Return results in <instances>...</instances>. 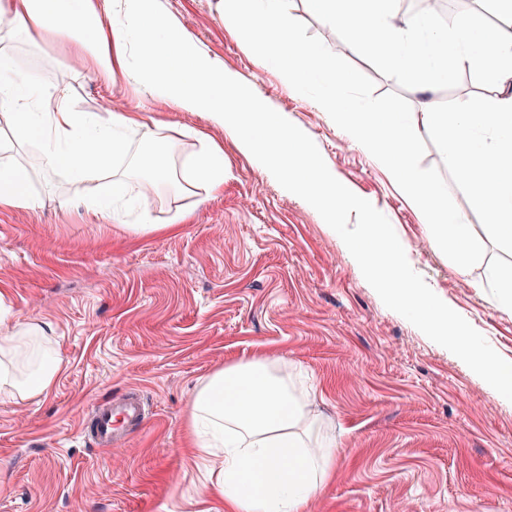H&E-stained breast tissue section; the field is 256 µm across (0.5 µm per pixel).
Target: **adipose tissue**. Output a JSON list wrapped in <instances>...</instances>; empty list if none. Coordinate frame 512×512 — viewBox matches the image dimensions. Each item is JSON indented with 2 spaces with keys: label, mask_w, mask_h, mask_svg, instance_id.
Here are the masks:
<instances>
[{
  "label": "adipose tissue",
  "mask_w": 512,
  "mask_h": 512,
  "mask_svg": "<svg viewBox=\"0 0 512 512\" xmlns=\"http://www.w3.org/2000/svg\"><path fill=\"white\" fill-rule=\"evenodd\" d=\"M20 27L69 41L74 64L91 63L100 77L122 71L162 105L209 114L242 152L260 158L288 191L309 199L328 224H335L339 207L361 211L365 234L349 247L385 298L467 357L499 396L512 400V361L477 346L448 306L409 275L407 247L391 225L378 221L373 204L356 198L301 134L249 94L244 78L215 65L180 26L154 13L145 0L113 26L105 25L97 0H0V40ZM14 71L12 57L0 49V109L7 111L15 139L41 145L42 171H70L85 181L111 178V194L96 199L93 212L113 214L128 179H136L144 194L170 184L174 151L146 172L122 164L130 134L152 141L156 129L125 112L73 111L59 93L42 88L36 75L19 81ZM184 179L222 191L223 149L202 141ZM31 181L24 166L0 163V209L32 207ZM287 363L282 354L242 358L207 377L195 393L188 418L192 446L218 464L212 491L223 498L225 512H304L336 468L334 443L314 446L305 439L314 392L281 373ZM58 370L43 322L29 319L19 329L0 332V393L42 397L52 390Z\"/></svg>",
  "instance_id": "obj_1"
}]
</instances>
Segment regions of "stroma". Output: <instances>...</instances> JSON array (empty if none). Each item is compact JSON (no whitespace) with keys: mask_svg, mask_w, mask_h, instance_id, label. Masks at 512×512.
I'll return each instance as SVG.
<instances>
[{"mask_svg":"<svg viewBox=\"0 0 512 512\" xmlns=\"http://www.w3.org/2000/svg\"><path fill=\"white\" fill-rule=\"evenodd\" d=\"M226 71L250 82L267 111L305 136L325 168L370 200L408 249L410 274L446 302L477 344L512 360V309L496 302L492 273L512 255L488 235L460 190L452 196L480 240L481 263L458 272L392 175L331 124L315 102L289 92L224 22L221 0H153ZM291 15L373 79L398 91L316 19L304 0ZM17 71L66 94L78 112H127L159 121L179 141L175 171L207 137L224 147V189L203 184L140 197L136 181L115 216L87 209L110 181L58 171L33 180L32 209L0 210V313L51 326L60 369L38 400L0 397V512H224L208 466L188 446L198 385L257 349L285 352L317 396L309 407L341 452L336 472L305 512H512V401L499 397L463 355L439 345L390 305L347 239L364 218L347 209L330 233L320 211L244 154L207 113L181 112L141 95L133 77L99 79L74 66L71 45L17 31L0 42ZM413 112L428 100L495 98L471 74L452 90L402 92ZM175 233L141 235L150 216ZM424 241L419 252L416 241ZM138 390L152 410L126 440L92 447L81 423L101 402Z\"/></svg>","mask_w":512,"mask_h":512,"instance_id":"35a3bbf8","label":"stroma"}]
</instances>
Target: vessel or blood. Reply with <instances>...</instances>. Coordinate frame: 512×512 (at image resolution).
Instances as JSON below:
<instances>
[{
  "label": "vessel or blood",
  "mask_w": 512,
  "mask_h": 512,
  "mask_svg": "<svg viewBox=\"0 0 512 512\" xmlns=\"http://www.w3.org/2000/svg\"><path fill=\"white\" fill-rule=\"evenodd\" d=\"M147 409L137 391H129L119 399L95 406L82 422V431L91 445L109 448L123 441L130 431L146 419Z\"/></svg>",
  "instance_id": "vessel-or-blood-1"
}]
</instances>
